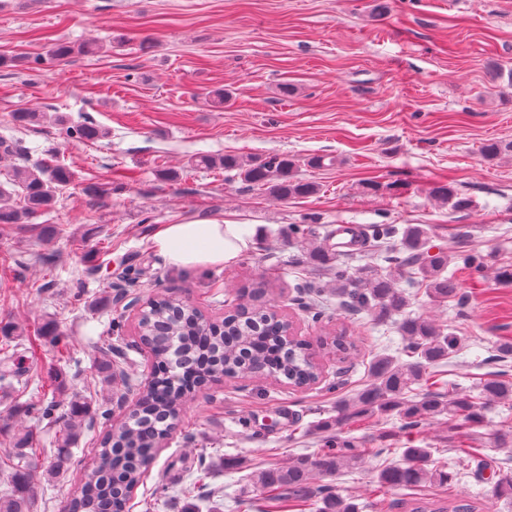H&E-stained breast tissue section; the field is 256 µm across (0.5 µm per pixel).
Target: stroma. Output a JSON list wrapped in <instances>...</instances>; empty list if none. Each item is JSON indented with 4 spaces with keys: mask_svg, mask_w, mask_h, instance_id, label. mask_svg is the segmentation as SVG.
I'll return each mask as SVG.
<instances>
[{
    "mask_svg": "<svg viewBox=\"0 0 512 512\" xmlns=\"http://www.w3.org/2000/svg\"><path fill=\"white\" fill-rule=\"evenodd\" d=\"M88 42L93 51L79 52ZM57 44L76 52L48 59ZM0 55L12 61L0 68V136L74 174L32 223L0 224V327L15 331L0 335V345H10L19 364L16 376L0 382V493L12 487L14 438L30 427L40 462L31 473L35 512H66L105 426L84 431L70 469L47 477L57 446L37 399L60 414L75 400L95 408L110 400L92 351L104 341L137 398L150 356L135 334V306L157 293L189 298L220 317L262 276L302 338L332 339V321L313 322L309 312L318 276L299 244L283 239L292 224L321 235L340 224L366 232L424 224L439 247L467 233L489 272L474 279L458 271L462 303L450 308L407 284L412 309L466 340L445 380L471 388L503 373L512 378V358L501 361L496 352L497 343L512 341V285L492 272L512 263V153L481 154L487 141H512V86L495 76L499 65L512 67V0H0ZM219 91L228 96L221 104ZM21 109L43 113V122L14 125ZM61 114L107 134L76 141L58 125ZM227 153L288 155L320 191L279 201L221 169L189 165L200 154ZM326 154L334 165L309 166L310 157ZM165 168L178 180H160ZM372 181L380 191L367 190ZM435 182L451 183L471 208L456 212L431 198ZM91 186L111 187L104 206L90 205ZM230 215L257 236L224 266L178 268L152 245L156 225ZM327 308L347 326L356 353L321 358L323 377L308 388L251 378L196 392L128 512L187 505L266 512L250 473L318 452L326 439L320 425L334 417L337 400L368 383L372 356L405 346L392 326L375 325L341 299ZM49 321L65 342L41 335ZM341 437L366 451L357 469L331 479L345 495L366 498L382 460H399L409 447H432L433 466L457 468L448 486L386 491L391 512L475 493L495 469L512 475V403L491 409L479 429L453 428L444 416L407 429L390 415L364 419ZM202 451L213 474L200 485Z\"/></svg>",
    "mask_w": 512,
    "mask_h": 512,
    "instance_id": "obj_1",
    "label": "stroma"
}]
</instances>
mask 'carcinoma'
Here are the masks:
<instances>
[{
  "mask_svg": "<svg viewBox=\"0 0 512 512\" xmlns=\"http://www.w3.org/2000/svg\"><path fill=\"white\" fill-rule=\"evenodd\" d=\"M69 135L79 141H93L105 135L93 123L77 125ZM512 144L488 141L481 153L492 160ZM0 154L13 156L23 165L13 168L0 182V224H28L37 214L50 209L57 193L73 179L63 166L41 159L30 162L28 151L16 140L0 138ZM200 168L224 169L245 184L266 191L280 200L310 197L320 191L318 184L302 179L295 172L292 159L272 154L264 158L243 159L226 154L222 158L201 155L192 161ZM432 197L450 204L455 211L470 207L468 197L448 183H435L429 188ZM288 238H298L309 267L336 285V295L347 298L356 310L371 312L381 323L397 316L398 331L409 343L406 358L376 354L369 365L370 383L351 400L336 402V417L324 427L341 431L350 422L394 412L410 424L446 415L450 421L481 426L485 412L496 403L512 402V381L490 379L472 390H462L439 379L437 367L451 361L463 349L464 340L444 324H436L409 311L411 298L397 286L409 278L430 300L442 305L456 301L459 284L448 274L455 261L475 275L481 276L487 260L471 250H444L430 253V230L420 224L398 229L390 224L377 225L371 236L376 246H386L393 253L391 266L382 270L371 265L353 269L338 262L337 256L312 229L300 224L288 228ZM269 283L260 279L239 294V303L224 317L225 324L216 325L197 307L166 295L151 299L137 323L138 338L150 345L157 358V377L146 394L147 406L130 422L111 423L107 427L97 459L84 471L79 492L71 498L68 512H125L136 486L152 463L161 443L177 428L188 394L190 381L212 366L229 378H244L259 370L264 377L285 378L296 386L314 372L309 344L297 339L282 347L277 332L287 320L268 299ZM99 369L104 378L112 380V344L97 347ZM331 352L348 355L356 345L347 340V329L336 328ZM42 417L56 428L60 452L52 464L57 471L70 468L69 448L77 442L83 429L93 418L79 402L68 413L54 415V406L43 409ZM36 441L28 429L15 439L14 458L21 463L18 474L19 491L0 495V512H31L37 496L29 471L37 465L32 444ZM429 448H405L398 462L387 463L377 471L379 487L386 489L415 488L429 481L446 484L452 475L444 468L430 469ZM361 461L354 445L345 440L328 439L325 448L305 455L286 465H275L258 472L255 484L267 494L268 502H300L317 512H362L365 505L353 497L345 498L329 483L315 484L314 477H332ZM488 495L495 500H512V476L501 475L491 483ZM435 512H476L466 496L448 499V506Z\"/></svg>",
  "mask_w": 512,
  "mask_h": 512,
  "instance_id": "carcinoma-1",
  "label": "carcinoma"
}]
</instances>
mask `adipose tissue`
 Listing matches in <instances>:
<instances>
[{"mask_svg": "<svg viewBox=\"0 0 512 512\" xmlns=\"http://www.w3.org/2000/svg\"><path fill=\"white\" fill-rule=\"evenodd\" d=\"M253 236L254 231L249 225L224 218L185 219L159 225L153 242L173 266L215 267L235 260Z\"/></svg>", "mask_w": 512, "mask_h": 512, "instance_id": "1", "label": "adipose tissue"}]
</instances>
